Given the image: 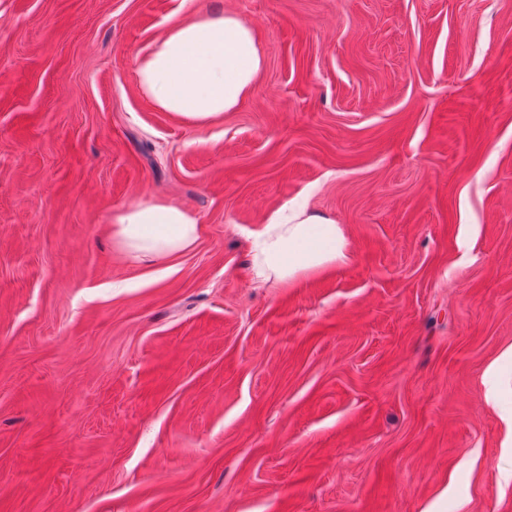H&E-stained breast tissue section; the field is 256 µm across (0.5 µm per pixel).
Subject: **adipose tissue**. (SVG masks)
I'll use <instances>...</instances> for the list:
<instances>
[{
    "instance_id": "ef3b65f1",
    "label": "adipose tissue",
    "mask_w": 512,
    "mask_h": 512,
    "mask_svg": "<svg viewBox=\"0 0 512 512\" xmlns=\"http://www.w3.org/2000/svg\"><path fill=\"white\" fill-rule=\"evenodd\" d=\"M265 64L254 29L239 16L201 15L176 22L135 60L140 93L156 107L203 122L233 111ZM197 217L165 201L139 203L112 217V242L125 256L164 262L196 243ZM251 276L262 288L292 284L302 274L351 258L329 216L291 201L272 211L250 236Z\"/></svg>"
}]
</instances>
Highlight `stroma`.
<instances>
[{"label": "stroma", "mask_w": 512, "mask_h": 512, "mask_svg": "<svg viewBox=\"0 0 512 512\" xmlns=\"http://www.w3.org/2000/svg\"><path fill=\"white\" fill-rule=\"evenodd\" d=\"M266 65L195 124L139 92L170 24ZM305 198L352 260L269 290ZM165 200L194 247L122 256ZM512 0H0V512H512ZM112 242L125 256L164 262L196 243L198 218L187 209L165 201L139 203L112 216ZM486 401L493 408L499 409L500 417L506 429V440L503 448L507 455L512 456V406L501 404L498 391L495 387H489L486 392Z\"/></svg>", "instance_id": "1"}]
</instances>
